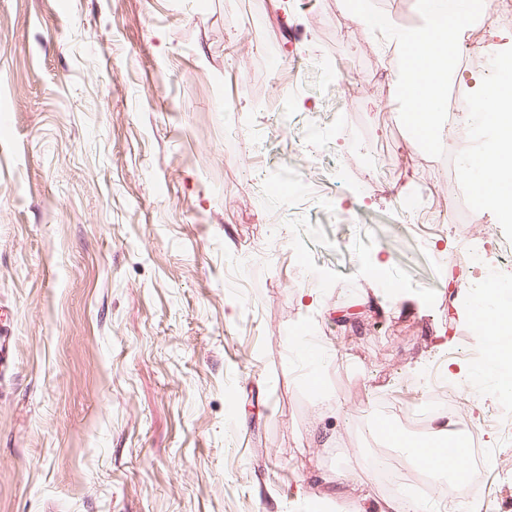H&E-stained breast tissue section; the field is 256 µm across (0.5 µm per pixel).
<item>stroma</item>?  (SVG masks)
Masks as SVG:
<instances>
[{
    "label": "stroma",
    "mask_w": 512,
    "mask_h": 512,
    "mask_svg": "<svg viewBox=\"0 0 512 512\" xmlns=\"http://www.w3.org/2000/svg\"><path fill=\"white\" fill-rule=\"evenodd\" d=\"M380 56L341 0H0V512H378L363 458L415 465L368 423L411 433L431 376L464 386L483 512H512L505 399L468 386L469 302L512 274V224L400 219L458 185ZM350 124L386 157L375 190Z\"/></svg>",
    "instance_id": "obj_1"
}]
</instances>
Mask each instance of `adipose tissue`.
Segmentation results:
<instances>
[{"instance_id": "ef3b65f1", "label": "adipose tissue", "mask_w": 512, "mask_h": 512, "mask_svg": "<svg viewBox=\"0 0 512 512\" xmlns=\"http://www.w3.org/2000/svg\"><path fill=\"white\" fill-rule=\"evenodd\" d=\"M424 21L409 27L394 17L381 19L389 47L396 52L417 49L421 54L417 67L408 68L397 84L403 90L402 101L420 131H427L440 111L439 102L446 88L448 49L465 39V28L457 11L456 0H421ZM474 106L467 118L470 135L477 138L476 150L457 159V166L470 187L495 209L498 221L512 224V178L505 172L512 168V83L495 79L485 81L473 97ZM512 304V281H497L480 289L477 313L482 321L477 330L492 339L491 354L474 372L475 378H492L498 389L512 387V341L500 336L491 314L492 309ZM457 424L442 419L435 426L429 446L403 436L388 422L370 421L374 434H389L395 447L402 449L414 462H421L424 451H431L438 463L434 470L443 475L463 473L468 452L455 438Z\"/></svg>"}]
</instances>
